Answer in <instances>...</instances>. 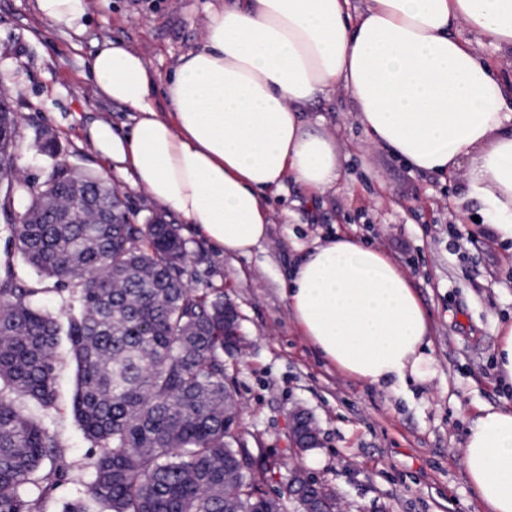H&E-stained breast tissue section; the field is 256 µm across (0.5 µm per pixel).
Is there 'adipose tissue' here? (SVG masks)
Here are the masks:
<instances>
[{"label":"adipose tissue","instance_id":"ef3b65f1","mask_svg":"<svg viewBox=\"0 0 512 512\" xmlns=\"http://www.w3.org/2000/svg\"><path fill=\"white\" fill-rule=\"evenodd\" d=\"M91 0H35L42 19L82 33ZM467 24L512 52V0H209L202 37L152 98L156 73L125 43L89 62L94 88L135 114L129 132L88 130L134 188L171 208L228 256L269 236L268 198L286 182L335 187L336 140L305 110L336 86L350 93L368 137L416 172L467 170L466 197L512 242V83L456 30ZM293 319L339 370L371 385L419 375L427 315L407 275L372 246L339 235L313 243L288 288ZM462 465L491 512H512V409L485 408Z\"/></svg>","mask_w":512,"mask_h":512}]
</instances>
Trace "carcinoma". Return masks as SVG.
I'll return each instance as SVG.
<instances>
[{"label": "carcinoma", "instance_id": "carcinoma-1", "mask_svg": "<svg viewBox=\"0 0 512 512\" xmlns=\"http://www.w3.org/2000/svg\"><path fill=\"white\" fill-rule=\"evenodd\" d=\"M16 123L0 99V209L28 195L11 238L54 280L64 317L41 308L44 289L0 280V512H50L68 475L48 430L15 403L54 407L63 336L77 364L73 408L97 448L86 498L104 512H273L260 490L272 471L243 481L253 449L227 446L224 298L189 287L179 229L162 217L135 223L112 185L65 163L39 187L22 181L8 164Z\"/></svg>", "mask_w": 512, "mask_h": 512}]
</instances>
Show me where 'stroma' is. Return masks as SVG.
<instances>
[{"mask_svg": "<svg viewBox=\"0 0 512 512\" xmlns=\"http://www.w3.org/2000/svg\"><path fill=\"white\" fill-rule=\"evenodd\" d=\"M207 0H92L81 35L40 19L34 0H0V91L18 117L16 165L41 184L61 160L104 177L119 189L138 223L162 215L174 222L190 252L192 288L219 294L241 316L246 343L227 359L241 407L237 443L257 465L273 469L264 490L284 498L288 473L302 465L340 512H488L462 467L464 436L482 408H512V387L499 379L495 349L500 324L512 321V247L493 238L477 203L465 200L464 173H413L368 142L344 87L305 112L323 120L344 155L335 189L311 199L296 187L271 196L268 239L251 256L229 258L194 225L131 185L93 149L88 127L105 120L126 130L131 114L95 92L89 60L104 39L140 53L160 78L201 38ZM56 158L40 151L45 135ZM0 213V276L42 288L41 304L57 311L52 280L21 259ZM347 234L383 252L407 274L429 323L431 363L420 378L391 388L363 383L327 362L302 336L286 296L289 271L302 248ZM76 363L56 366L57 401L43 421L69 462L52 508L82 497L90 479L92 443L72 407ZM316 420L321 445L295 458L288 446L293 410Z\"/></svg>", "mask_w": 512, "mask_h": 512, "instance_id": "obj_1", "label": "stroma"}]
</instances>
